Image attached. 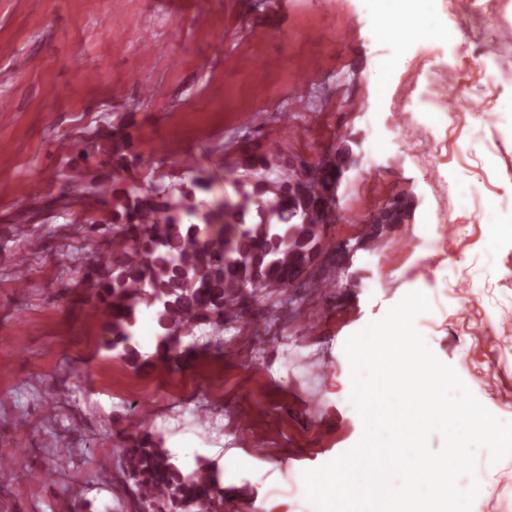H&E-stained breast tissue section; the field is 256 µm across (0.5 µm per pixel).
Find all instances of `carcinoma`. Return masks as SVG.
Wrapping results in <instances>:
<instances>
[{
	"label": "carcinoma",
	"instance_id": "carcinoma-1",
	"mask_svg": "<svg viewBox=\"0 0 512 512\" xmlns=\"http://www.w3.org/2000/svg\"><path fill=\"white\" fill-rule=\"evenodd\" d=\"M104 150L112 156V186L94 189L112 194V247L104 258L93 256L90 287L94 309L105 318L110 339L106 349L128 363L140 360L133 344L136 309H154L159 330L157 359L179 370L194 361L198 350L184 339L202 324L224 327L236 315L245 294L283 293L301 286L312 252L327 224L338 220L319 202L336 183V169L351 157L346 147L325 162L321 177L292 185L294 169L279 171L266 182L258 175L271 168L269 159L247 165L253 189L235 178L233 198L207 202L192 191L164 185L148 190L121 188L117 181L129 168L121 138L112 135ZM412 200L400 195L361 218L373 230L378 224H405ZM120 465L146 512H219L224 500L216 467L204 460L185 472L163 441L140 429L125 445Z\"/></svg>",
	"mask_w": 512,
	"mask_h": 512
}]
</instances>
